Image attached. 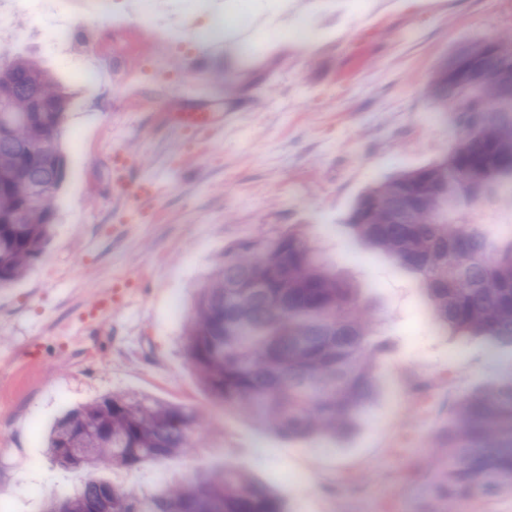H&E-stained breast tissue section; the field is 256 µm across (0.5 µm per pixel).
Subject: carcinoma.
Wrapping results in <instances>:
<instances>
[{
  "mask_svg": "<svg viewBox=\"0 0 512 512\" xmlns=\"http://www.w3.org/2000/svg\"><path fill=\"white\" fill-rule=\"evenodd\" d=\"M0 288L20 278L54 229L65 177L68 96L32 57L0 61ZM428 93L461 131L446 153L371 186L348 217L360 244L416 273L435 321L455 336L512 343V236L493 243L479 206L512 194V36L455 51ZM373 317L315 239L288 232L227 250L200 288L185 352L220 402L288 435L334 438L351 428L382 383ZM203 413L129 392L68 412L46 448L84 472L43 512H285L244 470L224 468L148 493L99 472L184 458L203 444ZM447 461L440 499L512 492V377L451 404L438 434Z\"/></svg>",
  "mask_w": 512,
  "mask_h": 512,
  "instance_id": "1",
  "label": "carcinoma"
}]
</instances>
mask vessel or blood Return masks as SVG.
<instances>
[{
  "label": "vessel or blood",
  "instance_id": "b4317fda",
  "mask_svg": "<svg viewBox=\"0 0 512 512\" xmlns=\"http://www.w3.org/2000/svg\"><path fill=\"white\" fill-rule=\"evenodd\" d=\"M212 87L207 78H199L188 88L185 111L166 113L167 122L180 126L197 145L208 146L224 136V115L210 111ZM163 189L161 177L138 175L130 154L123 149L112 154V194L135 201L140 218H149Z\"/></svg>",
  "mask_w": 512,
  "mask_h": 512
}]
</instances>
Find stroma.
<instances>
[{
  "instance_id": "obj_1",
  "label": "stroma",
  "mask_w": 512,
  "mask_h": 512,
  "mask_svg": "<svg viewBox=\"0 0 512 512\" xmlns=\"http://www.w3.org/2000/svg\"><path fill=\"white\" fill-rule=\"evenodd\" d=\"M0 0L9 14L0 52L35 57L69 95L66 173L48 245L24 275L0 288V512H41L47 492L83 473L49 456L44 438L66 412L133 391L210 416L187 459L105 473L151 492L172 479L223 468L251 472L287 512H448L434 495L435 444L459 395L512 376V345L482 336L458 343L437 328L417 276L377 250L344 248L359 196L394 173L424 166L460 134L426 87L461 46L512 34V0H251L262 20L250 43L232 23L239 0ZM71 45L51 44L58 20ZM305 24L297 43L270 26ZM208 73L231 123L204 154L187 148L160 113L180 111ZM96 67L87 81L85 67ZM132 154L143 177L164 176L154 218L114 198L110 159ZM302 230L354 282L380 323L382 389L345 436L288 438L217 402L183 347L192 296L225 250ZM127 284L122 306L84 323L93 296ZM293 471L306 485L286 482Z\"/></svg>"
}]
</instances>
